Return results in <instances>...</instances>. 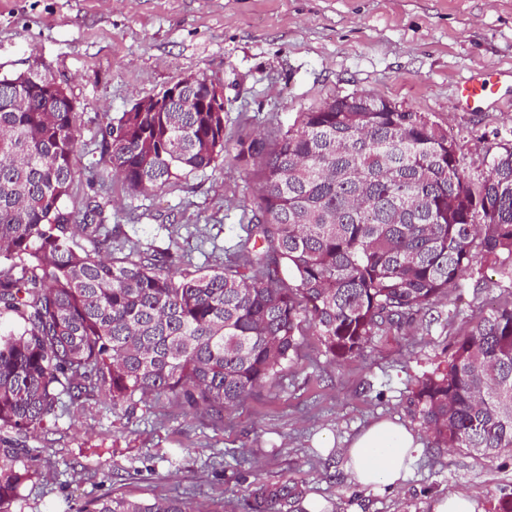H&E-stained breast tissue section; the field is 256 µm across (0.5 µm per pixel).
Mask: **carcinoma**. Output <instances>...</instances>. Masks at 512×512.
<instances>
[{
  "label": "carcinoma",
  "instance_id": "carcinoma-1",
  "mask_svg": "<svg viewBox=\"0 0 512 512\" xmlns=\"http://www.w3.org/2000/svg\"><path fill=\"white\" fill-rule=\"evenodd\" d=\"M37 89L15 105L18 82ZM39 67L0 77V512L37 475L22 440L95 395L126 412L153 394L224 411L274 379L306 330L342 359L401 333L491 264L512 290V139L476 162L429 114L359 95L297 114L268 140L240 135L255 166L251 226L222 267H181L171 248L112 250L104 206L67 209L81 141L70 96ZM124 112L99 131L127 190L147 194L224 154L219 112ZM286 267L289 282L279 277ZM413 406L436 443L512 448V300L479 308L448 364L417 379ZM260 485L252 512H284ZM79 512H188L178 498L95 499Z\"/></svg>",
  "mask_w": 512,
  "mask_h": 512
}]
</instances>
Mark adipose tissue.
Instances as JSON below:
<instances>
[{
  "label": "adipose tissue",
  "instance_id": "1",
  "mask_svg": "<svg viewBox=\"0 0 512 512\" xmlns=\"http://www.w3.org/2000/svg\"><path fill=\"white\" fill-rule=\"evenodd\" d=\"M418 448L407 426L380 421L363 430L340 454L346 473L361 487L395 490L407 479Z\"/></svg>",
  "mask_w": 512,
  "mask_h": 512
}]
</instances>
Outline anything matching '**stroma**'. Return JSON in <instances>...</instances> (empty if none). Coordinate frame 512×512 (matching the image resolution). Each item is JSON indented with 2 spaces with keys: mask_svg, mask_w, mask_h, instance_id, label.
<instances>
[{
  "mask_svg": "<svg viewBox=\"0 0 512 512\" xmlns=\"http://www.w3.org/2000/svg\"><path fill=\"white\" fill-rule=\"evenodd\" d=\"M46 68L83 130L68 205L104 203L120 240L171 248L195 267L223 265L252 216L255 177L234 158L244 133L275 137L296 113L365 93L429 113L471 157L512 136V0H0V76ZM194 74L224 91L223 157L164 190L129 194L100 155L97 132L143 98ZM498 76L496 104L462 107L468 77ZM486 271L419 319L335 360L306 335L297 357L211 425L148 396L133 413L100 398L34 432L39 473L16 512H76L107 495L177 496L190 512H251L258 485L288 486L291 512L314 496L328 512H432L468 495L491 512L512 495V453L437 447L410 403L416 380L445 365L480 305L512 299ZM377 419L405 424L422 448L394 491L363 488L338 454Z\"/></svg>",
  "mask_w": 512,
  "mask_h": 512,
  "instance_id": "1",
  "label": "stroma"
}]
</instances>
